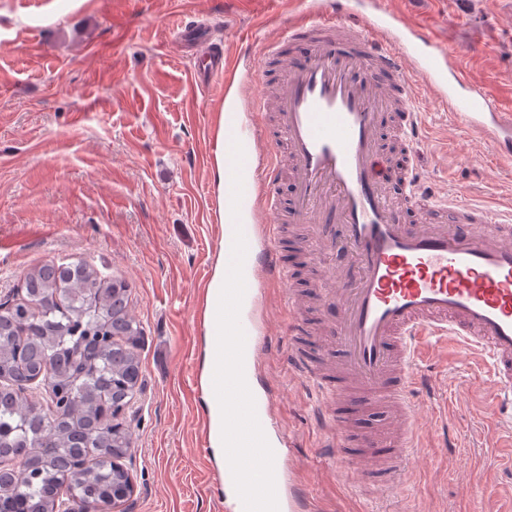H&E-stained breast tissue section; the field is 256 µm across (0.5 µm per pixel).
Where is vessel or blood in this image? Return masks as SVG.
I'll list each match as a JSON object with an SVG mask.
<instances>
[{
    "label": "vessel or blood",
    "instance_id": "vessel-or-blood-1",
    "mask_svg": "<svg viewBox=\"0 0 512 512\" xmlns=\"http://www.w3.org/2000/svg\"><path fill=\"white\" fill-rule=\"evenodd\" d=\"M191 40L198 86L224 76V207L212 209L224 253V380L211 387L224 401L227 464L219 472L235 512H301L302 492L288 484V437L276 430L273 399L259 391L260 352L267 341L263 294L288 280L280 262L282 217L307 225L333 253L335 266H353L323 295L336 307L328 325L334 352L307 355L293 327L294 364L329 395L324 420L329 453L344 460L368 455L379 442L353 437L347 412L381 413L389 452L382 467L362 469L371 491H384L405 471L419 435L410 397L423 379L413 366L415 336L447 332L481 348L495 389L512 403V218L456 198L440 201L419 188L414 164L394 171L385 152L383 118L413 146L417 112L412 76H420L461 131L480 137L500 166L512 165V113L490 97L458 63L457 52L402 21L373 0H303L297 19L268 44L305 43L299 65L283 66L281 89L253 95L257 66L230 63L214 52L207 29H177ZM273 113L268 132L265 113ZM290 161L293 199L276 193L282 159ZM412 209L449 216V223L403 222ZM491 225L488 233L476 232Z\"/></svg>",
    "mask_w": 512,
    "mask_h": 512
}]
</instances>
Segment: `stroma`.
I'll return each instance as SVG.
<instances>
[{
    "instance_id": "1",
    "label": "stroma",
    "mask_w": 512,
    "mask_h": 512,
    "mask_svg": "<svg viewBox=\"0 0 512 512\" xmlns=\"http://www.w3.org/2000/svg\"><path fill=\"white\" fill-rule=\"evenodd\" d=\"M421 24L502 103L512 102V0H386ZM299 0H0V300L24 297L22 270L85 261L131 285L144 331L134 491L112 512H224L219 465L201 439L203 285L220 228L209 162L224 79L199 91L171 27L206 23L231 55L258 58ZM417 144L426 192L512 211V175L462 133L422 78ZM266 291L270 341L258 384L275 401L309 512H512V410L498 407L483 353L432 336L411 405L427 464L388 500L367 493L359 459H331L325 400L289 356L291 317Z\"/></svg>"
}]
</instances>
